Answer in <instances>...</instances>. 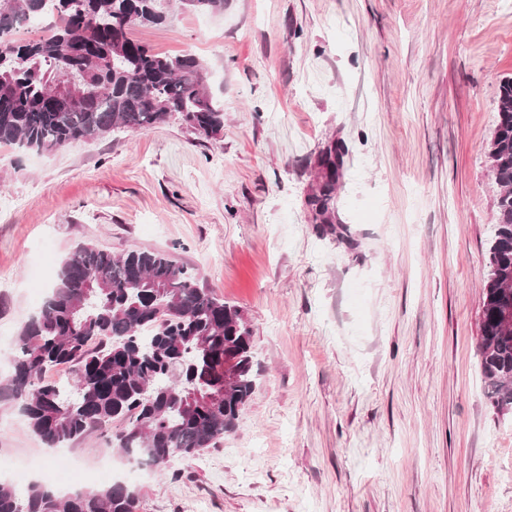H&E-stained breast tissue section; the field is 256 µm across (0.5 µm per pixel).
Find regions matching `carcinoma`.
I'll list each match as a JSON object with an SVG mask.
<instances>
[{
	"mask_svg": "<svg viewBox=\"0 0 512 512\" xmlns=\"http://www.w3.org/2000/svg\"><path fill=\"white\" fill-rule=\"evenodd\" d=\"M169 0H0V144L53 153L114 131L145 132L177 114L206 138L224 129V104L193 55L162 56L129 37L134 24L167 20ZM54 19L47 37L18 42L29 20ZM85 96L73 111L60 91ZM489 173L502 188L482 274L478 350L492 405L512 409V78L501 82ZM310 196L320 231H331L336 163L321 162ZM253 331L242 311L198 285L194 269L164 251L114 255L77 245L39 310L17 330L0 373V402L28 429L62 448L112 421H128L117 448L147 467L191 459L233 432L254 393ZM234 382L224 386V363ZM73 368L65 387L45 379ZM123 482L60 494L34 481H0V512H138Z\"/></svg>",
	"mask_w": 512,
	"mask_h": 512,
	"instance_id": "cac0c4a2",
	"label": "carcinoma"
}]
</instances>
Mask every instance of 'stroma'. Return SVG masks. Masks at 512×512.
Listing matches in <instances>:
<instances>
[{"label": "stroma", "mask_w": 512, "mask_h": 512, "mask_svg": "<svg viewBox=\"0 0 512 512\" xmlns=\"http://www.w3.org/2000/svg\"><path fill=\"white\" fill-rule=\"evenodd\" d=\"M207 63L224 129L179 118L50 154L0 145V368L77 244L160 250L242 310L256 388L234 432L121 475L139 512H512V411L480 370L501 0H224L133 26ZM346 148L333 222L308 197ZM121 455L57 451L0 405V474L59 488Z\"/></svg>", "instance_id": "stroma-1"}]
</instances>
